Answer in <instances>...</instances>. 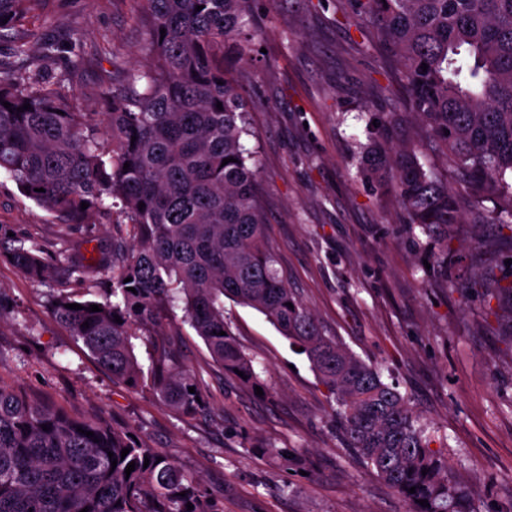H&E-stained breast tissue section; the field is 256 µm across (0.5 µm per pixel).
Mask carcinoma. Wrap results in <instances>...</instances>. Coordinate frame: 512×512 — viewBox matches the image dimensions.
Returning <instances> with one entry per match:
<instances>
[{"instance_id":"1","label":"carcinoma","mask_w":512,"mask_h":512,"mask_svg":"<svg viewBox=\"0 0 512 512\" xmlns=\"http://www.w3.org/2000/svg\"><path fill=\"white\" fill-rule=\"evenodd\" d=\"M41 2L0 0V44L11 57L8 71H0V172L64 224H89L93 215L105 218L120 207L135 244L127 255L115 246L102 253L115 272L110 296L101 301L85 297L93 266L68 247L49 257L35 237L1 234L0 254L12 256L34 281L59 275L67 291L52 296V315L112 378L149 387L181 415L200 409L195 376L163 342L144 369L132 338L155 333L181 293L184 321L212 360L252 383L253 360L224 321V298L259 311L303 348L336 401L349 447L408 500L411 512H469L467 492L443 473L408 398L325 335L276 268L257 167L243 144L251 134L249 109L227 65L232 50L251 40L252 0H145L150 63L127 72L104 113L74 111L66 76L43 77L41 61L75 52V43L24 28ZM347 3L377 29L400 75L406 111L420 118L425 139L442 148L448 168L462 179L474 223L512 224V0ZM26 103L30 109L17 111ZM420 155L415 145L378 142L367 153L366 173L380 183L392 169L409 228L446 241L465 223L461 196ZM230 157L235 161L223 163ZM487 200L493 208L482 206ZM482 287L512 301V264ZM73 303L83 309L67 308ZM93 304L101 311H89ZM132 461L135 470L127 474ZM84 508L219 512L197 479L163 450L102 417L78 419L0 386V512Z\"/></svg>"}]
</instances>
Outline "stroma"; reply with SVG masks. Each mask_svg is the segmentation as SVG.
I'll return each mask as SVG.
<instances>
[{
  "label": "stroma",
  "mask_w": 512,
  "mask_h": 512,
  "mask_svg": "<svg viewBox=\"0 0 512 512\" xmlns=\"http://www.w3.org/2000/svg\"><path fill=\"white\" fill-rule=\"evenodd\" d=\"M143 13V0H45L38 33L79 38L82 65L61 54L42 69L49 80L69 73L76 111H106V88L146 64ZM250 28L246 59L232 71L250 106L245 146L278 269L326 335L396 383L473 512H512V316L489 307L474 284L499 270L497 229L460 225L448 239L447 268L424 266L435 244L408 229L392 186L363 174L360 152L373 139L412 140L450 188L461 191V181L424 143L416 117L390 134L376 126L400 111L403 88L376 29L345 0H255ZM0 231L36 237L51 251L68 241L86 256L84 235L105 248L131 241L120 213L71 229L5 174ZM56 287L0 257V385L76 416L106 417L163 449L221 512H409L348 447L305 355L257 310L224 302L254 361L253 385L212 361L181 309L168 314L161 330L201 381V409L182 416L97 364L50 313Z\"/></svg>",
  "instance_id": "1"
}]
</instances>
